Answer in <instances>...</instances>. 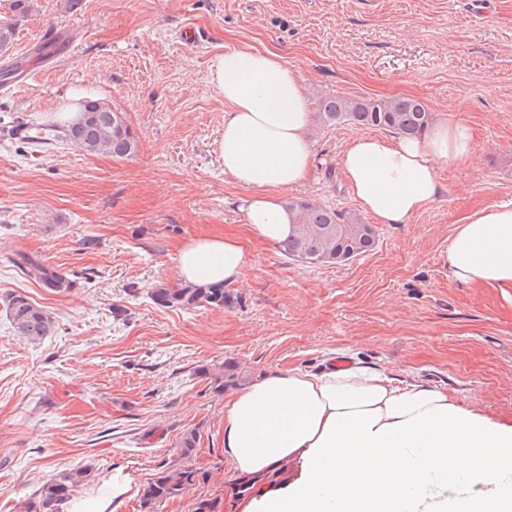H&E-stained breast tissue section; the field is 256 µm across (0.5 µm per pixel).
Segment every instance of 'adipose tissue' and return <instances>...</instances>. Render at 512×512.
<instances>
[{"label":"adipose tissue","mask_w":512,"mask_h":512,"mask_svg":"<svg viewBox=\"0 0 512 512\" xmlns=\"http://www.w3.org/2000/svg\"><path fill=\"white\" fill-rule=\"evenodd\" d=\"M209 74L229 105L224 174L250 192L243 211L254 236L282 242L297 215L277 192L302 183L312 162L304 81L277 53L250 47L225 49ZM473 155L472 128L440 118L414 138L356 134L339 167L365 212L405 224L439 196V164ZM248 261L237 240L202 235L176 267L183 283L221 286ZM448 278L512 301V201L463 219L448 244ZM224 455L245 479L285 460L300 467L288 488L262 487L251 512H512V426L378 366L275 371L239 389L224 406Z\"/></svg>","instance_id":"adipose-tissue-1"}]
</instances>
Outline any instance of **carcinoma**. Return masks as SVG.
Returning a JSON list of instances; mask_svg holds the SVG:
<instances>
[{"instance_id":"1","label":"carcinoma","mask_w":512,"mask_h":512,"mask_svg":"<svg viewBox=\"0 0 512 512\" xmlns=\"http://www.w3.org/2000/svg\"><path fill=\"white\" fill-rule=\"evenodd\" d=\"M15 26L14 18L0 20L1 53L8 51ZM83 111L92 113V117L79 128L72 122L66 126L31 123L28 130L32 134L23 143L34 146L48 141H66L89 154H106L113 158H126L138 152V140L123 112L98 101L86 103ZM317 121L324 128L352 124L412 138L422 135L431 124L432 113L415 98L375 100L332 95L320 98ZM288 208L297 212V228L291 238L280 243V247L295 261L314 265L341 264L367 253L375 245L374 226L365 223L354 210L323 207L306 199L291 200ZM24 264L27 273L48 288L70 286L65 276L36 261L27 259ZM153 298L164 307L180 309L222 308L233 302L232 294L223 286L186 284L157 288ZM6 312L14 332L31 342L39 343L56 331L54 318L20 294L6 301ZM200 374L208 380V388L216 393L224 392V388L235 381L234 369L230 366L204 368ZM195 451L196 436L189 433L180 443L177 458L167 463L144 488L143 512H157L161 504L183 496L200 483L202 475L193 463ZM89 478L87 468L61 471L24 500L20 512H62V506L70 501L78 488L87 484Z\"/></svg>"}]
</instances>
